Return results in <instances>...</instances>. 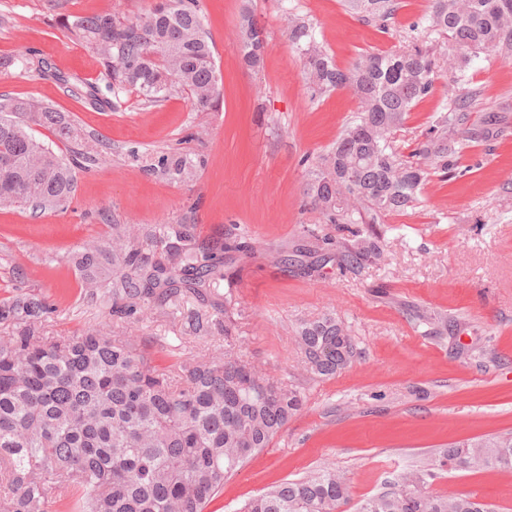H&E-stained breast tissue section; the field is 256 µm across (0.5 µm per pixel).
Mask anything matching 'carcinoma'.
Listing matches in <instances>:
<instances>
[{
  "label": "carcinoma",
  "instance_id": "cac0c4a2",
  "mask_svg": "<svg viewBox=\"0 0 512 512\" xmlns=\"http://www.w3.org/2000/svg\"><path fill=\"white\" fill-rule=\"evenodd\" d=\"M366 21L384 22L394 0H348ZM427 28L464 58L512 47V0H429ZM67 36L102 62L108 89L131 87L151 103L179 89L193 107L219 104L213 49L197 0H155L142 16L120 21L99 13L64 25ZM238 44L245 64L258 68L265 42L244 9ZM312 89H346L358 111L332 149L318 158L308 184L311 204L337 230L315 235L322 260L336 255L353 273L383 252L376 232L391 213L413 210L431 170L448 171L485 130L470 122L472 97L454 94L455 107L439 112L403 159L391 145L414 104L432 92L435 60L415 44L370 53L339 67L311 27L288 24ZM73 96L93 106L107 102L98 86L64 77ZM59 138H77L60 111L36 97L0 99V204L36 210L64 206L75 191V161L37 141L31 126ZM186 155L159 156L153 170L170 182L194 176ZM254 255L239 227L220 239H202L195 224L112 225V240L90 241L75 261L89 292L107 288L112 318L162 310L191 293L201 298L224 278V255ZM47 302L29 296L0 301V512H204L224 480L270 446L303 407L297 389L265 376L234 348L208 357L187 356L178 381L153 365L150 354L99 327L56 338L44 335ZM303 362L318 376L345 369L361 351L334 313L300 322ZM439 467L455 471H512V434L452 445ZM436 474L412 469L354 505L353 512H495L472 495L444 497L430 486ZM346 477L325 466L284 481L247 501L241 512H346Z\"/></svg>",
  "mask_w": 512,
  "mask_h": 512
}]
</instances>
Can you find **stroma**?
Segmentation results:
<instances>
[{
	"label": "stroma",
	"mask_w": 512,
	"mask_h": 512,
	"mask_svg": "<svg viewBox=\"0 0 512 512\" xmlns=\"http://www.w3.org/2000/svg\"><path fill=\"white\" fill-rule=\"evenodd\" d=\"M152 3L0 0V95L37 97L63 112L79 139L34 130L56 154L98 152L96 162L77 169L64 209L0 205V299L46 298L54 307L44 323L49 336L109 324L170 374L181 358L219 353L231 343L256 369L301 390L303 410L225 481L205 512H239L266 488L326 465L346 476L357 502L403 472L433 467L450 445L512 432V48L471 58L462 72L463 90L477 96L472 121L493 109L501 122L487 140L463 150L456 177L430 174L420 205L387 217L380 227L385 251L361 273L328 261L308 275L307 257L284 264L271 255L295 250L307 230L323 229V216L308 203L303 159L332 148L357 102L346 90L312 94L288 21L307 22L342 68L398 49L414 35L433 47V92L392 136L406 156L451 98L450 46L414 28L428 0H398L382 26L361 20L343 0H198L219 78L215 111H195L181 91L150 103L120 89L102 107L71 96L66 80L100 86L104 73L95 54L66 36L64 23L103 12L132 20ZM246 3L266 41L257 69L238 50ZM28 53L47 59L57 79L24 68L20 58ZM169 152L203 159L193 181L175 184L151 172ZM180 222L197 225L206 239L235 225L246 230L254 258L225 260L224 279L211 293L215 301L231 298L230 313L207 310L208 334H192L183 315L203 307L188 295L172 315L113 323L104 295L83 288L75 256L89 240L109 241L116 224ZM332 310L362 355L335 376L318 377L301 363L296 329L301 319ZM420 311L448 314L450 323L433 333L417 319ZM431 488L512 512V472L441 471Z\"/></svg>",
	"instance_id": "1"
}]
</instances>
